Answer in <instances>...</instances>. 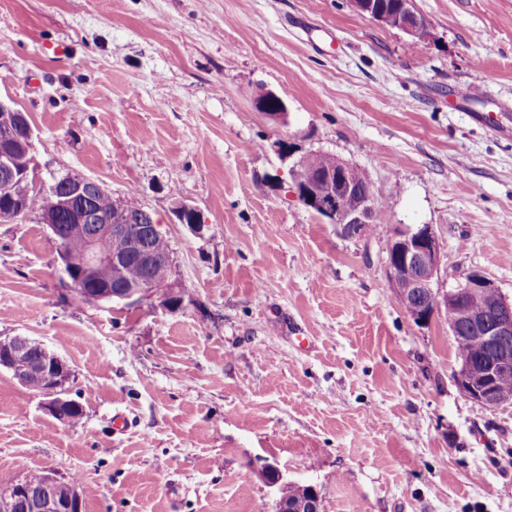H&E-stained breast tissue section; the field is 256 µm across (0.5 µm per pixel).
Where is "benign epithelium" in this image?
<instances>
[{"label": "benign epithelium", "instance_id": "benign-epithelium-1", "mask_svg": "<svg viewBox=\"0 0 512 512\" xmlns=\"http://www.w3.org/2000/svg\"><path fill=\"white\" fill-rule=\"evenodd\" d=\"M360 15L386 24L396 20L395 28L410 36L415 43H422L427 29L422 26L419 13L412 0H398L394 14L382 5L381 0H349ZM254 108L270 121L281 125L287 122L288 109L285 102L274 92L261 90L253 98ZM22 129L25 137L16 141L14 129ZM33 129L27 115L9 102L0 99V175L10 186V198L16 199L26 180L25 172L16 166L18 148L31 152ZM271 149L284 161H289L288 174L297 198L321 217L336 225L345 237L362 234L372 223L374 199L361 195L349 179L351 163L337 159L336 167L325 172H316L307 165V155L298 154L295 145L278 138L270 144ZM64 188L58 198V211L40 217L41 223L49 225L58 255L65 252L56 234L55 223L68 213L82 224L96 225L93 235L87 239L85 253L77 265V272L65 274L67 283L78 289L83 284L96 283L104 278L118 277L126 258L136 259L148 269L166 267L171 261L160 259L150 248L149 240L159 230V225L145 224L141 217L115 204L112 213L104 215L92 208L94 198L107 192L99 181L67 174L45 182L47 188ZM114 239L125 242V252H112ZM442 245L432 226L419 224L414 228L399 229L390 243L386 269L391 288L401 298L408 317L418 326L428 324L437 310L427 307L420 300L426 295L445 308L463 310L473 295H481L486 305L469 313L463 324L448 322V331L457 338L474 333L486 345L487 355L481 361V373L471 374L472 361L459 358L454 372V383L467 398L488 409L512 406V389L504 382L512 381V298L502 293L498 285L487 276L472 273L464 284L441 293L437 282L442 266ZM179 295L177 283L164 277L154 276L145 282L105 289L107 301H125L129 304L151 296L159 305L175 312L181 304L175 301ZM35 352L38 358L29 367V372L41 376L46 383L42 393L44 408L54 417L66 420L64 408L70 399L66 397V384L70 377L68 366L58 356L49 352L40 343L26 336L0 338V367L14 372V379L26 385L27 373L14 371L13 360L18 355ZM256 473L273 492L272 512H320V497L312 485L305 486L303 497H289L293 482L286 479L274 464L264 460L256 465ZM0 512H82V498L77 485L65 482L50 474L45 475L43 485L35 490L25 480L15 482L14 489L0 497Z\"/></svg>", "mask_w": 512, "mask_h": 512}]
</instances>
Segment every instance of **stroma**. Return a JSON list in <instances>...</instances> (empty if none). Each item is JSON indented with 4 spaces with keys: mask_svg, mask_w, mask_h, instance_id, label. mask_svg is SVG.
<instances>
[{
    "mask_svg": "<svg viewBox=\"0 0 512 512\" xmlns=\"http://www.w3.org/2000/svg\"><path fill=\"white\" fill-rule=\"evenodd\" d=\"M413 6L421 45L349 0H0V98L39 175L136 192L189 290L86 304L46 225L0 222V338L60 357L84 411L0 368V479H76L82 512H269L265 459L322 512H512V407L461 394L447 317L414 324L386 275L395 230L429 224L441 291L477 272L512 297V0ZM281 136L367 170L366 232L296 198ZM276 102V108H269L270 102ZM254 108L262 112L270 121L281 125L287 122L288 109L285 102L274 92L261 90L253 98Z\"/></svg>",
    "mask_w": 512,
    "mask_h": 512,
    "instance_id": "1",
    "label": "stroma"
}]
</instances>
